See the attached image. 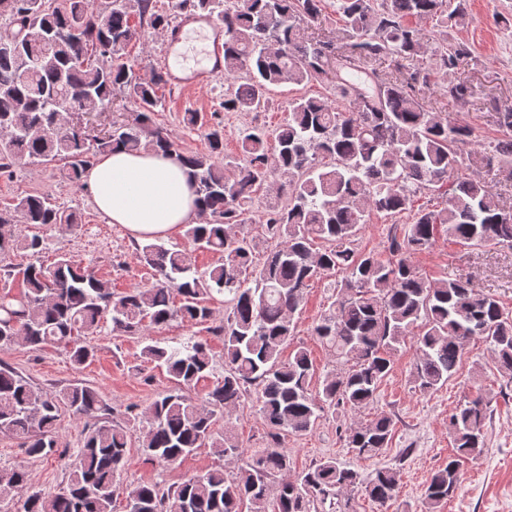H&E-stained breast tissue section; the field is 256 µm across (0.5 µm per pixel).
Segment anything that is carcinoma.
<instances>
[{
  "label": "carcinoma",
  "mask_w": 512,
  "mask_h": 512,
  "mask_svg": "<svg viewBox=\"0 0 512 512\" xmlns=\"http://www.w3.org/2000/svg\"><path fill=\"white\" fill-rule=\"evenodd\" d=\"M325 0H172L216 16L224 31L226 112H263L275 86L323 83L330 96L301 95L289 103L288 118L273 133L254 127L239 153L224 154L218 118L187 111L183 123L204 131L208 152L182 150L156 124L158 91L165 74L149 79L128 61L125 50L144 27L163 31L169 16L154 0H0L9 30L0 35V173L20 164L56 162L80 186L97 156L116 147L161 150L188 168L198 202L209 219L183 226L188 246L160 238L136 244L139 263L152 271L146 283L123 292L97 278L67 253L50 266L30 263L4 270L22 278L14 293L0 287V348L64 346L73 364L94 356L85 339L107 320L112 331L145 336L179 319L188 324L216 321L209 301L230 296L231 309L212 332L224 337V376L204 398L186 389L213 371V358L200 341L179 346L148 344L144 362L163 369L174 388L128 419L144 424L139 448L161 467L174 465L196 448L239 461L227 475L219 466L175 488L159 483L120 485L128 433L112 424V401L99 389L76 384L53 395L32 385L0 361V431L20 440L29 457L58 452L61 412L84 421L67 487L53 496L31 494L17 512H112L117 493L128 512H312L329 503L356 512L352 493L363 491L385 505L394 500L401 471L381 467L370 479L334 458L296 470L281 447L285 433L312 430L325 408L350 414L370 408L399 349L411 344V380L422 393L448 383L462 365L466 346L479 339L491 346L503 376L512 379V313L500 300L479 293L469 279H429L412 258L434 244L439 233L473 246L512 247V210H506L482 177L468 173L472 130L450 126L427 108L420 92L458 70L468 59L464 43L438 47L435 63H419L422 20L442 16L463 26L470 21L466 0L444 14L443 0H342L341 30L347 43L320 36ZM389 58L382 74L371 61ZM123 93L134 103L129 117L108 135L89 139L63 122L69 112H104ZM448 98L464 106L470 87L450 81ZM502 136L483 145L489 168L512 169V109L496 111ZM280 182L283 198L266 206L265 235L279 241L260 265L261 240L245 235L257 191ZM449 183L441 205L413 211L414 198ZM414 212L402 237L389 239L385 253L360 252L358 235L374 212ZM80 216L44 194H28L0 208V256L14 250L38 254L43 239L18 224L70 230ZM218 261L194 270L193 252ZM341 274L336 299L312 326V334L333 354L334 368L313 386L308 350L281 352L293 341L295 320L309 283ZM256 394L267 446L243 457L229 426V410ZM491 399L464 400L448 418L456 455L427 481L424 512H437L461 484V462L478 458L485 446ZM393 414L381 410L345 430L346 446L359 458L374 457L391 442ZM29 483L22 465L0 467V499H12Z\"/></svg>",
  "instance_id": "1"
}]
</instances>
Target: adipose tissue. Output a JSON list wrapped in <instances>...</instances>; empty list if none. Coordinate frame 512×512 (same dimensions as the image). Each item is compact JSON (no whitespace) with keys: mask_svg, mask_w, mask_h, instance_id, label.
<instances>
[{"mask_svg":"<svg viewBox=\"0 0 512 512\" xmlns=\"http://www.w3.org/2000/svg\"><path fill=\"white\" fill-rule=\"evenodd\" d=\"M84 184L95 207L135 240L166 238L197 223L201 207L185 169L152 150H115L89 167Z\"/></svg>","mask_w":512,"mask_h":512,"instance_id":"ef3b65f1","label":"adipose tissue"}]
</instances>
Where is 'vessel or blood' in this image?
Listing matches in <instances>:
<instances>
[{
	"mask_svg": "<svg viewBox=\"0 0 512 512\" xmlns=\"http://www.w3.org/2000/svg\"><path fill=\"white\" fill-rule=\"evenodd\" d=\"M169 83L201 89L224 72V37L213 18L182 12L164 34Z\"/></svg>",
	"mask_w": 512,
	"mask_h": 512,
	"instance_id": "obj_1",
	"label": "vessel or blood"
}]
</instances>
